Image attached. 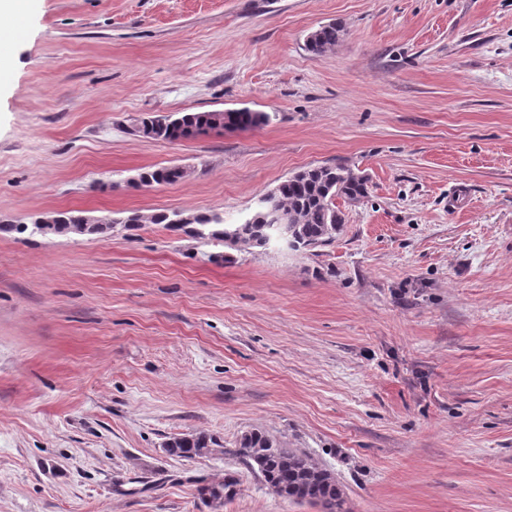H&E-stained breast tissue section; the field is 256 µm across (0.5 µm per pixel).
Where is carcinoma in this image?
Listing matches in <instances>:
<instances>
[{
	"label": "carcinoma",
	"mask_w": 512,
	"mask_h": 512,
	"mask_svg": "<svg viewBox=\"0 0 512 512\" xmlns=\"http://www.w3.org/2000/svg\"><path fill=\"white\" fill-rule=\"evenodd\" d=\"M344 28L336 23L323 25L312 31L307 38V48L316 54L333 49L341 41ZM270 116L264 112L247 109L204 112H181L173 119H165V125L156 126L141 122L135 132L144 137L161 141H177L194 138L201 134L225 129L246 130L268 124ZM186 177L177 166L147 169L138 175V183L151 185L171 184ZM277 206L288 212L292 221L294 241L299 250H311L332 243L341 231L343 219L336 209L335 199L359 201L368 194L367 179L342 165H321L304 169L278 185L275 191ZM265 209L257 207L244 222L226 225L218 213L159 212L150 216L132 212L122 227L136 231L146 224L160 225L172 233H182L194 239L204 240L215 247H225L226 232L234 229L237 238L233 248L246 250L261 247V241L269 234L270 227L262 216ZM191 217L187 224L175 220ZM60 224L58 236L108 238L112 227L97 224L90 227L87 212L69 209L57 213ZM217 445L216 439L207 434L174 438L168 443L170 454L194 458L202 449ZM228 453L257 469L267 486L278 496L291 501H307L322 505L326 512H346L341 487L325 469H320L311 457L286 448L266 434L257 431L243 435L237 447ZM237 480L228 476L221 483L206 484L199 488V495L208 504L218 507L231 497Z\"/></svg>",
	"instance_id": "cac0c4a2"
}]
</instances>
